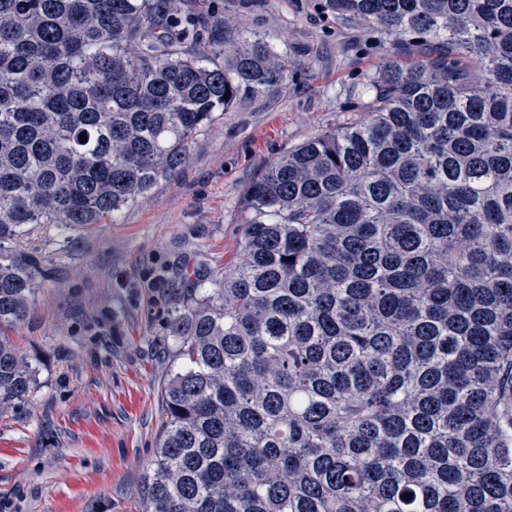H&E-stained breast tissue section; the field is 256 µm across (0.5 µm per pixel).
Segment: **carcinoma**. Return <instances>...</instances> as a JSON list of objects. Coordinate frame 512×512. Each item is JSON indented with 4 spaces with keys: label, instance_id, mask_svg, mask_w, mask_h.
Wrapping results in <instances>:
<instances>
[{
    "label": "carcinoma",
    "instance_id": "cac0c4a2",
    "mask_svg": "<svg viewBox=\"0 0 512 512\" xmlns=\"http://www.w3.org/2000/svg\"><path fill=\"white\" fill-rule=\"evenodd\" d=\"M168 2L0 0V409L45 278L9 244L115 216L283 81L261 39L224 42L229 70L188 53ZM328 8L430 52L272 160L242 262L176 289L142 512H512V0Z\"/></svg>",
    "mask_w": 512,
    "mask_h": 512
}]
</instances>
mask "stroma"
Segmentation results:
<instances>
[{
    "instance_id": "1",
    "label": "stroma",
    "mask_w": 512,
    "mask_h": 512,
    "mask_svg": "<svg viewBox=\"0 0 512 512\" xmlns=\"http://www.w3.org/2000/svg\"><path fill=\"white\" fill-rule=\"evenodd\" d=\"M206 61L258 37L285 79L243 92L191 141L189 160L114 219L60 233L29 225L16 246L46 271L12 329L33 360L30 390L0 413V512H142L173 366L164 320L188 274L238 262L248 185L288 149L362 116L366 86L393 54L383 31L336 16L326 0H176Z\"/></svg>"
}]
</instances>
